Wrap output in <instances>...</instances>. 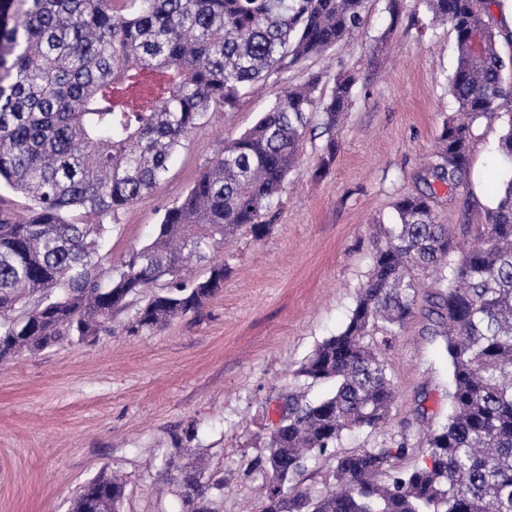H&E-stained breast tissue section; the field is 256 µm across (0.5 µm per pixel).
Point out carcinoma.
I'll return each instance as SVG.
<instances>
[{"instance_id":"1","label":"carcinoma","mask_w":512,"mask_h":512,"mask_svg":"<svg viewBox=\"0 0 512 512\" xmlns=\"http://www.w3.org/2000/svg\"><path fill=\"white\" fill-rule=\"evenodd\" d=\"M122 2V8L115 7ZM428 26L448 24L456 65L448 92L458 112L443 123L423 187L393 205L346 327L295 371L330 381L327 396L285 397L248 512H512V82L492 0H419ZM365 0H0V188L28 201L14 217L0 198V362L65 339L109 334L113 314L142 299L128 329L157 331L196 312L224 286L218 246L259 218L297 170L307 137L333 133L356 79L309 72L285 87L240 137L224 144L185 197L166 207L153 240L117 262L102 254L119 213L154 190L188 133L210 110L234 104L269 75L330 58L362 28ZM504 119V180L485 224L466 245L437 221L435 185H467L474 122ZM422 316L442 338L450 388L445 421L418 400L390 446L337 452L351 429L386 426L396 399L378 332ZM166 484L184 512H212L224 477L193 448ZM330 466L318 489L309 464ZM122 479L87 482L73 512H120Z\"/></svg>"}]
</instances>
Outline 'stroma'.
<instances>
[{
    "mask_svg": "<svg viewBox=\"0 0 512 512\" xmlns=\"http://www.w3.org/2000/svg\"><path fill=\"white\" fill-rule=\"evenodd\" d=\"M418 0H401L391 21L385 0H366L361 31L326 60L271 74L263 89L189 132L166 180L122 211L106 243L112 259L146 244L166 206L182 199L225 141L252 127L281 88L306 71L354 74L356 96L336 132L307 139L269 214L270 231L244 232L217 257L227 267L222 291L199 313L155 332H112L23 353L0 366V512H71L82 485L102 471L125 478L122 512H182L175 493L159 497L165 462L183 465L174 442L204 453L226 488L218 512H239L259 484L244 463L264 451L278 420L275 398L305 386L293 372L347 323L371 257L400 196L415 192L434 159L444 120L457 105L448 92L455 62L449 26L424 28ZM497 119L475 123L464 192L440 197L437 219L476 230L497 197ZM422 318L380 334L397 398L381 430L344 432L338 451L398 438L419 394L432 422L448 414L449 364L440 338L421 335Z\"/></svg>",
    "mask_w": 512,
    "mask_h": 512,
    "instance_id": "35a3bbf8",
    "label": "stroma"
}]
</instances>
